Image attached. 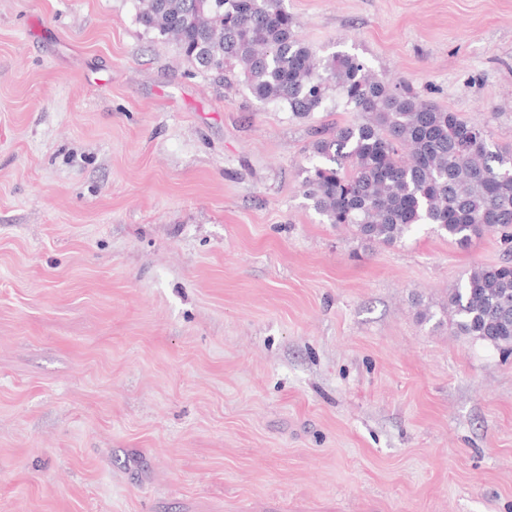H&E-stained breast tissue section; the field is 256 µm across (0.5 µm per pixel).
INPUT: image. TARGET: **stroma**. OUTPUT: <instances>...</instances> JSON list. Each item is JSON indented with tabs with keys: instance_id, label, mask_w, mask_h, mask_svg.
Listing matches in <instances>:
<instances>
[{
	"instance_id": "1",
	"label": "stroma",
	"mask_w": 512,
	"mask_h": 512,
	"mask_svg": "<svg viewBox=\"0 0 512 512\" xmlns=\"http://www.w3.org/2000/svg\"><path fill=\"white\" fill-rule=\"evenodd\" d=\"M512 147V0H283ZM138 0H0V512H512V353L442 313L499 238L324 223L316 129Z\"/></svg>"
}]
</instances>
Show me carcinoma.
<instances>
[{"label":"carcinoma","instance_id":"cac0c4a2","mask_svg":"<svg viewBox=\"0 0 512 512\" xmlns=\"http://www.w3.org/2000/svg\"><path fill=\"white\" fill-rule=\"evenodd\" d=\"M138 20L196 69L222 78L236 67L253 97L297 117L323 109L332 86L364 116L311 143L303 185L326 223L387 246L421 224L463 249L486 233L512 242V148L355 55L317 66L282 0H139ZM448 312L459 334L512 353V262L473 267L448 293Z\"/></svg>","mask_w":512,"mask_h":512}]
</instances>
